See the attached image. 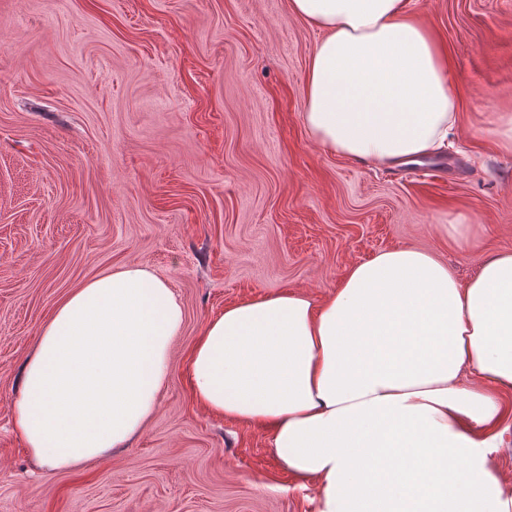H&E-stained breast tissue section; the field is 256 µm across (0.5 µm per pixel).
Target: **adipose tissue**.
<instances>
[{
	"label": "adipose tissue",
	"mask_w": 512,
	"mask_h": 512,
	"mask_svg": "<svg viewBox=\"0 0 512 512\" xmlns=\"http://www.w3.org/2000/svg\"><path fill=\"white\" fill-rule=\"evenodd\" d=\"M408 0H290L319 29L303 122L329 152L383 165L431 155L457 100ZM184 309L129 265L70 291L26 362L14 424L34 460L72 468L140 433ZM196 402L257 424L317 512H512L491 464L512 393V253L460 282L413 248L352 265L324 299L282 291L208 318L189 358Z\"/></svg>",
	"instance_id": "adipose-tissue-1"
}]
</instances>
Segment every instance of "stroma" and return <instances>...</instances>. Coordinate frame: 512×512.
I'll return each mask as SVG.
<instances>
[{
  "mask_svg": "<svg viewBox=\"0 0 512 512\" xmlns=\"http://www.w3.org/2000/svg\"><path fill=\"white\" fill-rule=\"evenodd\" d=\"M408 6L457 125L447 155L374 165L307 131L322 33L290 0H0V512H316V483L264 429L198 406L186 365L226 305L324 298L379 251H428L461 281L512 253V0ZM130 264L185 311L157 409L125 448L38 466L11 427L24 364L71 289Z\"/></svg>",
  "mask_w": 512,
  "mask_h": 512,
  "instance_id": "1",
  "label": "stroma"
}]
</instances>
